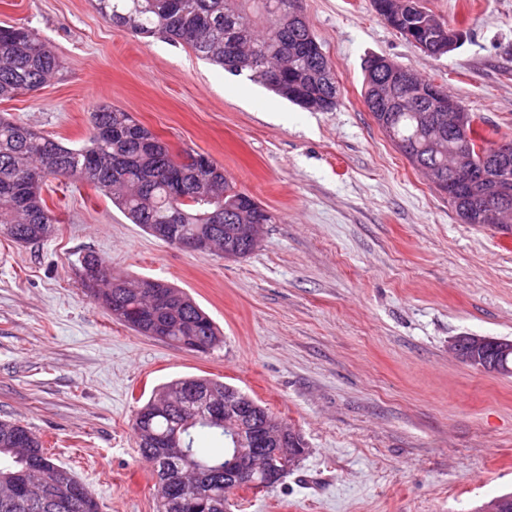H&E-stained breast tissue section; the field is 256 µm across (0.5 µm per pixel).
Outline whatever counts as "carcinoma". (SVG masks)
I'll return each instance as SVG.
<instances>
[{
	"label": "carcinoma",
	"instance_id": "obj_1",
	"mask_svg": "<svg viewBox=\"0 0 512 512\" xmlns=\"http://www.w3.org/2000/svg\"><path fill=\"white\" fill-rule=\"evenodd\" d=\"M93 7L110 24L134 36L159 38L184 44L205 60L234 74H247L289 102L310 111L332 112L339 106L333 68L320 43L306 25L288 22L292 0H92ZM376 14L405 40L430 56L442 22L422 5V0H373ZM266 26L259 35L256 22ZM234 42L239 56L250 65L238 70L224 56V43ZM65 69L49 43L33 29L14 26L0 33V100L11 99L47 84ZM364 101L373 113L374 85L383 78L375 58L364 64ZM389 113L391 131L386 136L415 167L432 161L424 132L448 135V115L436 112L429 98L409 101ZM88 140L69 147L30 127L0 117V236L17 244L51 237L59 216L42 196L45 181L74 180L94 187L108 197L132 223L175 248L179 239L213 237L216 252L239 259L245 248L235 225L254 223L256 205L237 189L224 169L198 153L174 152L168 143L143 144L142 132L129 126V113L100 104L89 113ZM98 127L110 134L96 135ZM460 221L476 224L480 212L469 201L450 204ZM94 263L100 278L93 284L82 278L87 293L110 312L112 318L136 333L180 348L208 353L223 342L213 320L184 291L163 282L170 302L163 308L140 312L130 321L126 308L146 304L152 289L145 278L122 276L98 255L78 256L75 267L84 275ZM256 400L222 381L180 378L160 388L136 413L132 427L141 455L151 462L158 478V512H228L231 488L224 487V464L235 448H252L258 423L270 431L279 423L268 411L259 417L249 410ZM228 409L238 426L239 441L219 425L203 419L210 405ZM203 433L221 445V451L202 455L195 448ZM178 435L191 458L207 469L204 476L184 481L187 470L165 448V439ZM0 512H100L98 502L68 469L54 462L41 440L24 426L0 421Z\"/></svg>",
	"mask_w": 512,
	"mask_h": 512
}]
</instances>
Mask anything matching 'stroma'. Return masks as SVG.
Returning a JSON list of instances; mask_svg holds the SVG:
<instances>
[{"label":"stroma","mask_w":512,"mask_h":512,"mask_svg":"<svg viewBox=\"0 0 512 512\" xmlns=\"http://www.w3.org/2000/svg\"><path fill=\"white\" fill-rule=\"evenodd\" d=\"M422 3L462 30L459 48L426 55L372 0H303L340 93L315 112L188 46L118 30L91 0H0V25L35 29L66 66L0 114L78 146L96 105L121 107L173 151L208 154L276 218L227 259L169 246L91 186L51 179L57 232L0 237V420L39 436L101 512H156L132 422L184 376L242 390L307 446L231 512H476L512 493V376L448 352L461 334L512 340V235L461 223L363 96L365 61L385 56L512 138V0ZM85 251L184 289L223 344L193 353L113 320L76 273Z\"/></svg>","instance_id":"stroma-1"}]
</instances>
